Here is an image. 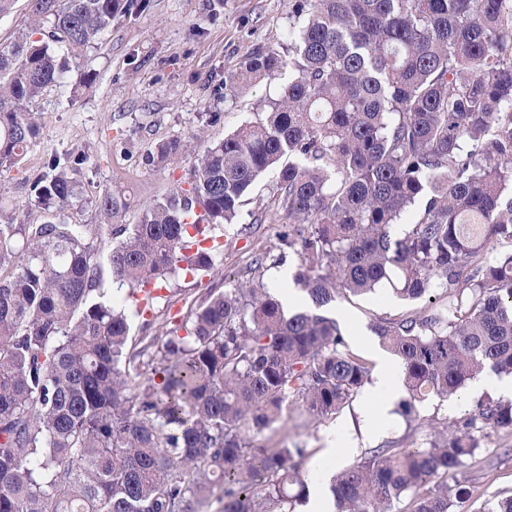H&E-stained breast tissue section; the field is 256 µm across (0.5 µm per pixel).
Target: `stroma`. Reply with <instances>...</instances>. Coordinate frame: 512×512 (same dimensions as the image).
Here are the masks:
<instances>
[{
	"instance_id": "stroma-1",
	"label": "stroma",
	"mask_w": 512,
	"mask_h": 512,
	"mask_svg": "<svg viewBox=\"0 0 512 512\" xmlns=\"http://www.w3.org/2000/svg\"><path fill=\"white\" fill-rule=\"evenodd\" d=\"M305 18L296 0H222L214 11L209 0H150L136 19L114 21L111 30L72 63L64 82L36 103L40 139L19 166L0 174V210L40 221V212L29 205V186L42 173L46 157L83 153L89 157L81 177L89 205L72 213V221L94 223L92 200L104 189L122 188L130 198L126 221L136 223L142 205L187 180L194 163L189 155L168 166L150 165L156 145L188 138L200 128L208 139L219 140L262 117L268 102L279 98L287 76L254 84L229 103L224 100V81L254 51L281 49L289 26H301ZM87 72L96 74V82L75 95ZM276 182L275 172L260 176L237 223L227 227L220 276L179 279L175 288L191 294L218 288L245 278L253 256H278L282 216L274 203ZM446 303L438 292L429 300H402L388 284L369 295L337 297L330 313L342 326L349 348L373 363L372 380L349 406L318 423L298 405H290L270 434L272 443L307 449L302 467L310 486L385 442L423 445L444 426L461 420L477 400L499 398V391L477 377L448 400L417 403L413 421L391 410L375 424L367 423V410L389 395L390 384L383 376L396 362L380 346L370 322ZM471 467L480 473V486L455 512H479L486 499L512 494V430L499 431L492 444L483 445Z\"/></svg>"
}]
</instances>
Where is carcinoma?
<instances>
[{
	"mask_svg": "<svg viewBox=\"0 0 512 512\" xmlns=\"http://www.w3.org/2000/svg\"><path fill=\"white\" fill-rule=\"evenodd\" d=\"M149 0H28L0 43V172L40 138L32 106L70 63ZM284 51L259 49L224 82L291 78L258 121L219 142L199 130L158 144L171 164L200 143L191 177L138 221L121 190L83 207V155L49 157L30 185L44 221L0 213V512H296L305 449L270 448L288 404L322 421L371 382L328 314L336 296L387 281L403 299L440 288L448 309L377 320L415 403L456 395L486 369L512 376V0H298ZM277 170L281 246L311 307L285 310L259 255L238 281L188 305L163 335L130 336L126 305L182 274L219 273L216 230ZM414 223L391 228L408 209ZM210 241L209 247L199 243ZM127 286L121 295L122 286ZM512 429V401L479 402L426 445L375 448L330 481L335 512H451L475 475H455ZM480 512H512V495Z\"/></svg>",
	"mask_w": 512,
	"mask_h": 512,
	"instance_id": "1",
	"label": "carcinoma"
}]
</instances>
